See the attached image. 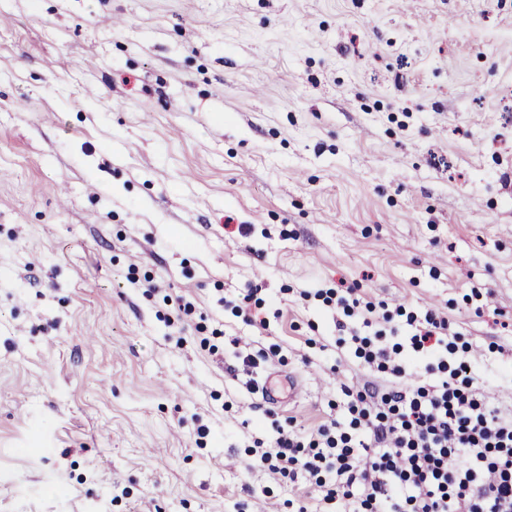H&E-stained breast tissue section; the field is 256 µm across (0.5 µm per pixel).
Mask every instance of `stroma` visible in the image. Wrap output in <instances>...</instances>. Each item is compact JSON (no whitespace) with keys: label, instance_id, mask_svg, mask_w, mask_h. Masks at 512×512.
Wrapping results in <instances>:
<instances>
[{"label":"stroma","instance_id":"obj_1","mask_svg":"<svg viewBox=\"0 0 512 512\" xmlns=\"http://www.w3.org/2000/svg\"><path fill=\"white\" fill-rule=\"evenodd\" d=\"M2 16L0 512L316 506L244 464L384 387L369 303L404 359L408 316H447L512 411V0Z\"/></svg>","mask_w":512,"mask_h":512}]
</instances>
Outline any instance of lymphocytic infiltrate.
<instances>
[{"label": "lymphocytic infiltrate", "instance_id": "1", "mask_svg": "<svg viewBox=\"0 0 512 512\" xmlns=\"http://www.w3.org/2000/svg\"><path fill=\"white\" fill-rule=\"evenodd\" d=\"M410 342V362L364 352L391 380L382 391L344 388L348 422L279 430L256 461L317 476L322 503L342 512H512V415L486 402L469 361L447 369V318L426 312Z\"/></svg>", "mask_w": 512, "mask_h": 512}]
</instances>
